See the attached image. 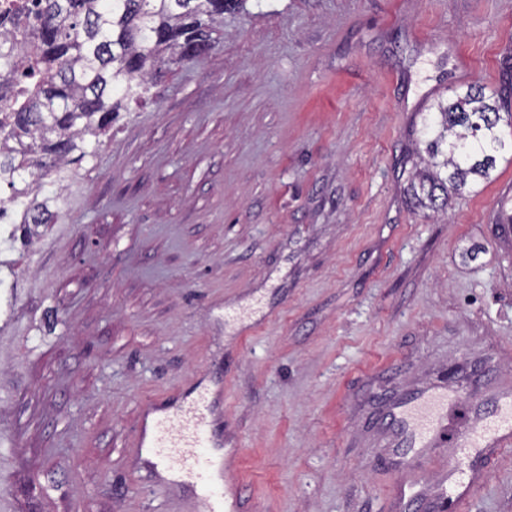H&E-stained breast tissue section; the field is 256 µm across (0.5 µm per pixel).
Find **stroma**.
Returning a JSON list of instances; mask_svg holds the SVG:
<instances>
[{
	"label": "stroma",
	"instance_id": "1",
	"mask_svg": "<svg viewBox=\"0 0 512 512\" xmlns=\"http://www.w3.org/2000/svg\"><path fill=\"white\" fill-rule=\"evenodd\" d=\"M0 252V512H197L134 452L209 391L247 512H391L382 399L512 383V150L407 191L458 70L512 107V0H247ZM469 512H512V449Z\"/></svg>",
	"mask_w": 512,
	"mask_h": 512
}]
</instances>
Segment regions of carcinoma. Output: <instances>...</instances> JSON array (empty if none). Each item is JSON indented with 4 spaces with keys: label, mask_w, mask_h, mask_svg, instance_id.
<instances>
[{
    "label": "carcinoma",
    "mask_w": 512,
    "mask_h": 512,
    "mask_svg": "<svg viewBox=\"0 0 512 512\" xmlns=\"http://www.w3.org/2000/svg\"><path fill=\"white\" fill-rule=\"evenodd\" d=\"M242 0H42V22L30 67L37 79L17 91L13 77L21 49L0 43V186L13 210L0 207V244L31 242L35 228L51 224L67 166L93 157L100 137L129 105L150 98L153 78L172 64L194 59L210 45V24L236 11ZM425 119L427 158L409 189L422 208L445 211L448 199L489 182L501 135V99L479 84Z\"/></svg>",
    "instance_id": "carcinoma-1"
}]
</instances>
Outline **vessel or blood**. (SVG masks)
<instances>
[{
    "label": "vessel or blood",
    "mask_w": 512,
    "mask_h": 512,
    "mask_svg": "<svg viewBox=\"0 0 512 512\" xmlns=\"http://www.w3.org/2000/svg\"><path fill=\"white\" fill-rule=\"evenodd\" d=\"M460 397V390L435 387L383 406L388 446L404 475L392 493L397 512L416 502L425 512H466L481 479L477 460L485 449L512 445V387L494 388L469 407L464 430L451 442L448 413ZM139 445L161 463L165 449L174 450L203 512H233L236 502L224 484V458L210 442L203 402L187 405L152 434L140 435Z\"/></svg>",
    "instance_id": "1"
}]
</instances>
